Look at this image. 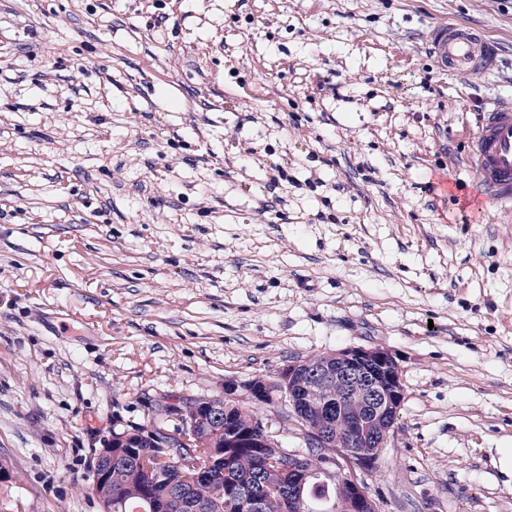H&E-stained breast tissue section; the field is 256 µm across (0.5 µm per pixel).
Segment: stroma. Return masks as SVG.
Listing matches in <instances>:
<instances>
[{"label":"stroma","instance_id":"35a3bbf8","mask_svg":"<svg viewBox=\"0 0 512 512\" xmlns=\"http://www.w3.org/2000/svg\"><path fill=\"white\" fill-rule=\"evenodd\" d=\"M443 22L493 66L442 70ZM497 104L512 0H0V512H100L91 451L152 408L370 345L380 512H512ZM427 49L442 68L461 75L486 69L495 57L492 44L480 31L457 24L435 25L427 40ZM470 158L485 195L512 207V106L478 113Z\"/></svg>","mask_w":512,"mask_h":512}]
</instances>
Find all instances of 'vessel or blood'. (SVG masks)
<instances>
[{"label": "vessel or blood", "mask_w": 512, "mask_h": 512, "mask_svg": "<svg viewBox=\"0 0 512 512\" xmlns=\"http://www.w3.org/2000/svg\"><path fill=\"white\" fill-rule=\"evenodd\" d=\"M427 49L442 68L461 75L486 69L495 57L480 31L457 24L435 25ZM470 158L485 195L512 205V106L496 105L479 113Z\"/></svg>", "instance_id": "vessel-or-blood-1"}]
</instances>
